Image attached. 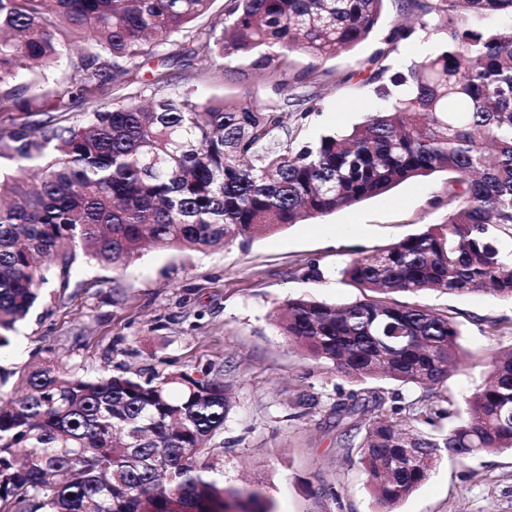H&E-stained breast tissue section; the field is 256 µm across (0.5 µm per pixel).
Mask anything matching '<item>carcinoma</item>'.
Masks as SVG:
<instances>
[{"instance_id":"obj_1","label":"carcinoma","mask_w":512,"mask_h":512,"mask_svg":"<svg viewBox=\"0 0 512 512\" xmlns=\"http://www.w3.org/2000/svg\"><path fill=\"white\" fill-rule=\"evenodd\" d=\"M212 0H0V82L40 83L67 46L86 43L80 83L19 97L0 88V350L45 299L68 287L78 253L119 270L151 243L206 250L273 233L383 195L419 177L450 175L445 209L385 248L349 262L344 279L373 296L345 305L304 298L276 316L282 336L353 379L334 406L346 422L383 512L459 461L512 451V348L464 408L433 400L461 359L460 330L394 293L485 290L512 300V0H405L403 10L439 37L404 71L387 59L414 26L400 23L347 74L388 105L346 132L282 142L288 112L248 93L199 100L187 91L148 105L103 103L151 43L190 28ZM383 0H229L221 29L202 33L214 58L250 62L288 82L292 58L324 60L366 40ZM408 87L404 95L396 88ZM87 105L73 125L28 120ZM421 389L386 398L377 382ZM19 397L0 392V512H273L258 490L224 480L231 400L209 371L91 375L51 360L31 366ZM454 417L448 429L441 420Z\"/></svg>"}]
</instances>
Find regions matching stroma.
Segmentation results:
<instances>
[{"label":"stroma","instance_id":"stroma-1","mask_svg":"<svg viewBox=\"0 0 512 512\" xmlns=\"http://www.w3.org/2000/svg\"><path fill=\"white\" fill-rule=\"evenodd\" d=\"M402 4L384 0L370 36L349 51L327 60L294 57L282 85L256 80L248 62L219 61L201 49L199 32L224 20L227 0H213L192 30L141 59L137 83L111 84L105 102L132 96L149 102L191 90L202 99L228 100L249 92L262 104L279 105L307 94L315 109L303 121L302 138L347 131L382 103L370 87L336 77L385 47L403 18ZM159 72L166 82L154 83ZM447 188L448 176L439 172L326 217L204 253L148 248L121 271L77 257L68 288L33 309L0 350V366L20 370L38 356L92 375L212 369L232 401L224 423L227 481L262 491L274 512H381L361 464L339 440L333 412L354 382L290 344L274 319L291 299H361L341 269L438 222L442 211L434 202ZM412 301L448 315L462 331V359L438 390L440 400L462 403L487 377L492 357L512 347V301L439 291ZM398 512H512V452L465 464L439 459Z\"/></svg>","mask_w":512,"mask_h":512}]
</instances>
